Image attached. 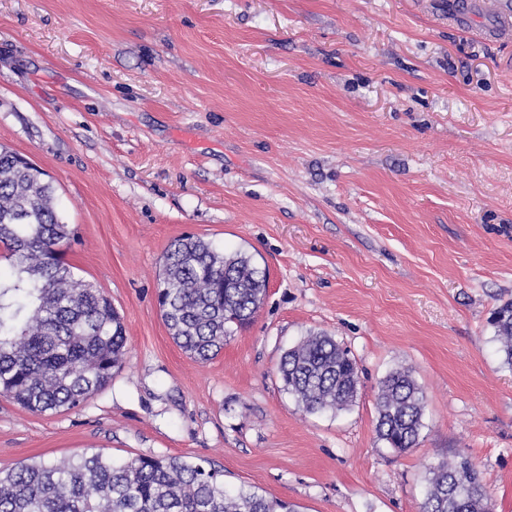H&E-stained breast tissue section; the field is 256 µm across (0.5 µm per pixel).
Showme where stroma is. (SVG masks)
<instances>
[{"instance_id": "obj_1", "label": "stroma", "mask_w": 512, "mask_h": 512, "mask_svg": "<svg viewBox=\"0 0 512 512\" xmlns=\"http://www.w3.org/2000/svg\"><path fill=\"white\" fill-rule=\"evenodd\" d=\"M0 0V146L48 174L63 247L123 318L127 356L82 405L0 397V470L102 452L181 456L299 512H419L464 452L512 512V0ZM266 268L253 322L202 363L162 320L182 235ZM355 359L348 409L305 413L282 354L310 333ZM411 371L420 444L376 434ZM491 321L502 362L512 367V301H506L497 307Z\"/></svg>"}]
</instances>
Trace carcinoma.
<instances>
[{
	"label": "carcinoma",
	"instance_id": "cac0c4a2",
	"mask_svg": "<svg viewBox=\"0 0 512 512\" xmlns=\"http://www.w3.org/2000/svg\"><path fill=\"white\" fill-rule=\"evenodd\" d=\"M44 172L0 150V396L45 414L80 406L112 378L126 355L120 316L102 291L75 276L59 245L71 231L55 207ZM159 306L173 340L208 362L234 329L263 304L266 270L242 253L226 254L200 238L174 240L163 256ZM503 364L512 367V301L493 313ZM285 390L307 413L337 412L360 384L348 350L326 333L288 349L278 368ZM376 434L405 452L419 445L426 400L411 372L380 381ZM420 512H493L471 459L458 455L430 469ZM0 512H296L255 491H228L223 471L182 457L115 463L101 453L69 463L33 462L0 475Z\"/></svg>",
	"mask_w": 512,
	"mask_h": 512
}]
</instances>
